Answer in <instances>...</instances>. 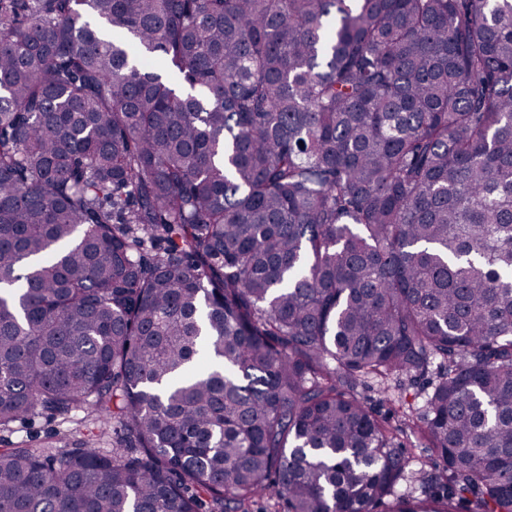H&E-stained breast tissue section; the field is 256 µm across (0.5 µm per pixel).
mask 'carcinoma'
Masks as SVG:
<instances>
[{"mask_svg":"<svg viewBox=\"0 0 512 512\" xmlns=\"http://www.w3.org/2000/svg\"><path fill=\"white\" fill-rule=\"evenodd\" d=\"M83 409L0 512H512V0H0V428ZM368 387L365 394L371 396L374 402L384 399L387 395L392 399V404H384V407H381L382 413L387 411L391 405L398 407L401 404H410V406L413 405L415 408L422 405L420 388L410 387L405 379L390 377V379L383 382L369 380Z\"/></svg>","mask_w":512,"mask_h":512,"instance_id":"carcinoma-1","label":"carcinoma"}]
</instances>
